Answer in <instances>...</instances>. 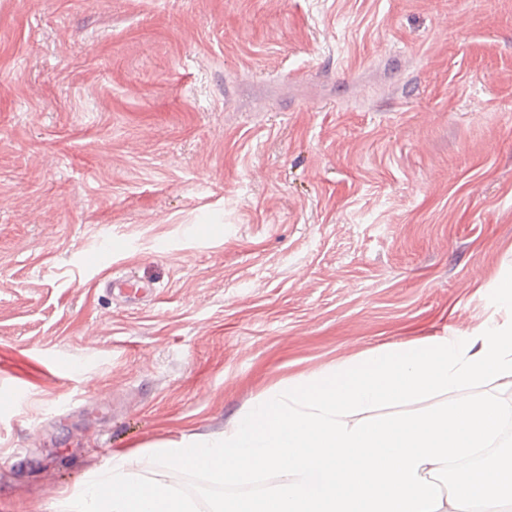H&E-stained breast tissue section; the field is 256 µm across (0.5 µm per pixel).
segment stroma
Listing matches in <instances>:
<instances>
[{"instance_id":"stroma-1","label":"stroma","mask_w":512,"mask_h":512,"mask_svg":"<svg viewBox=\"0 0 512 512\" xmlns=\"http://www.w3.org/2000/svg\"><path fill=\"white\" fill-rule=\"evenodd\" d=\"M511 269L512 0H0V512Z\"/></svg>"}]
</instances>
